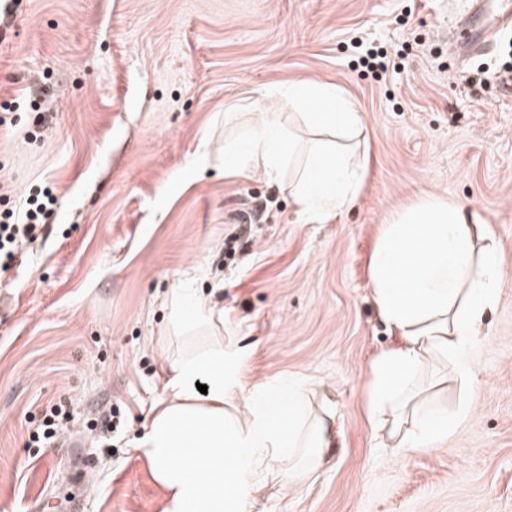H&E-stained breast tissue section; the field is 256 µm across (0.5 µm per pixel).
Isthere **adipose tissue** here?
Listing matches in <instances>:
<instances>
[{
    "instance_id": "ef3b65f1",
    "label": "adipose tissue",
    "mask_w": 512,
    "mask_h": 512,
    "mask_svg": "<svg viewBox=\"0 0 512 512\" xmlns=\"http://www.w3.org/2000/svg\"><path fill=\"white\" fill-rule=\"evenodd\" d=\"M326 112L309 111L314 102ZM293 128L312 138L305 153L285 136L284 105ZM355 105L335 85L300 81L267 90L255 114L254 135L241 152L224 155V172L280 179L292 169L288 192L299 214L325 224L353 206L365 170L350 154L361 136ZM489 232L475 212L430 194L381 225L369 265V292L397 343L369 364L367 415L388 447L410 455L446 443L467 419L430 404L428 391L454 378L475 387L470 354L485 312L512 282ZM179 332H211L210 341L174 356L159 340L167 399L140 439L166 491L163 512H254L265 479L299 490L323 467L332 445L329 414L316 406L313 381L245 382L250 346L224 341V308L191 289L169 299Z\"/></svg>"
}]
</instances>
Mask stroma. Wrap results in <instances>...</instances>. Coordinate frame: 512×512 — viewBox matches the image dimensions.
Returning <instances> with one entry per match:
<instances>
[{"instance_id":"1","label":"stroma","mask_w":512,"mask_h":512,"mask_svg":"<svg viewBox=\"0 0 512 512\" xmlns=\"http://www.w3.org/2000/svg\"><path fill=\"white\" fill-rule=\"evenodd\" d=\"M461 0H20L0 42V204L51 188L42 237L0 276V512H163L138 443L167 397L154 346L167 297L215 294L253 347L248 382L313 379L336 446L306 489L259 512H512V285L484 318L468 420L436 448H386L364 413L368 364L395 337L369 294L393 211L438 193L476 211L512 272V29L448 51ZM408 45L398 75L355 65L352 37ZM338 85L363 122L355 202L308 224L288 186L224 174L266 90ZM62 443L28 432L51 403ZM112 413L103 443L91 425Z\"/></svg>"}]
</instances>
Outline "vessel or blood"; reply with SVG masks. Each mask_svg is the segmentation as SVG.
I'll return each mask as SVG.
<instances>
[{
  "label": "vessel or blood",
  "mask_w": 512,
  "mask_h": 512,
  "mask_svg": "<svg viewBox=\"0 0 512 512\" xmlns=\"http://www.w3.org/2000/svg\"><path fill=\"white\" fill-rule=\"evenodd\" d=\"M452 41L455 55L466 58L488 51L496 34L512 27V0H469Z\"/></svg>",
  "instance_id": "1"
}]
</instances>
